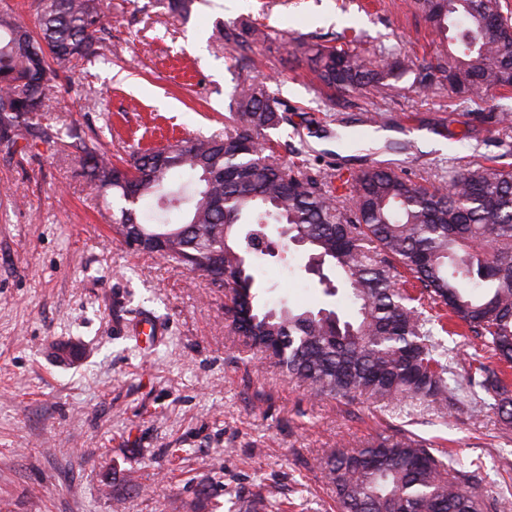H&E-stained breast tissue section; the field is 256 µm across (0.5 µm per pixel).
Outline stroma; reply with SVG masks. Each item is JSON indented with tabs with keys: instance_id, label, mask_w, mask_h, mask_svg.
<instances>
[{
	"instance_id": "35a3bbf8",
	"label": "stroma",
	"mask_w": 512,
	"mask_h": 512,
	"mask_svg": "<svg viewBox=\"0 0 512 512\" xmlns=\"http://www.w3.org/2000/svg\"><path fill=\"white\" fill-rule=\"evenodd\" d=\"M259 25L240 52L228 23ZM432 58L435 36L406 0H112L101 57L56 89L58 137L0 148V512H336L323 465L406 431L472 472L471 490L512 505V425L479 404L388 407L310 395L254 353L224 313V291L112 234L118 200L75 161L74 142L113 159L228 131L240 71L267 84L289 122L266 136L301 170L350 174L391 162L412 178L494 158L512 145L444 85L404 78L388 97L319 88L294 38ZM388 127L364 136L371 114ZM251 254L270 308L355 310L306 269L310 251Z\"/></svg>"
}]
</instances>
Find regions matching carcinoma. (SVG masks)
Wrapping results in <instances>:
<instances>
[{"label":"carcinoma","instance_id":"obj_1","mask_svg":"<svg viewBox=\"0 0 512 512\" xmlns=\"http://www.w3.org/2000/svg\"><path fill=\"white\" fill-rule=\"evenodd\" d=\"M410 7L442 44L433 62L386 47L371 57L305 42L297 51L321 85L340 92L388 94L411 75L426 93L440 74L455 96L491 104L502 135L512 138V109L501 104L512 90V17L501 0H411ZM36 8V32L0 14V144L13 151L20 139L53 137L41 122L50 90L99 53L112 0H37ZM262 37L252 26L224 30L243 52ZM231 107L233 132L135 152L122 168L85 142L75 145L83 172L124 201L112 215L116 233L134 249V234L169 235L158 255L224 287L236 331L259 353L276 347L286 374L315 396L368 394L440 410L465 387L512 423L501 369L512 364V168L450 165L415 180L374 163L342 181L346 207L323 177L286 170L265 154L259 136L288 122V113L264 86L243 79ZM149 197L165 215L185 211V221H141L137 206ZM240 224L249 225L248 243L271 227L286 243L301 240L319 259L325 293L335 286L324 268L343 280L355 319L325 308L259 306ZM450 325L466 328L496 358H472L464 387L439 339L453 334ZM326 469L339 512H500L502 505L472 494L465 472L450 475L426 443L402 432L338 452Z\"/></svg>","mask_w":512,"mask_h":512}]
</instances>
